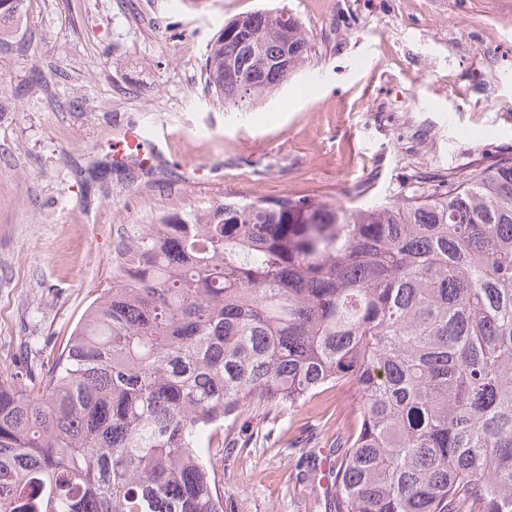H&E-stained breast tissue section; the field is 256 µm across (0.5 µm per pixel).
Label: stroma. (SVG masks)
Segmentation results:
<instances>
[{"mask_svg": "<svg viewBox=\"0 0 512 512\" xmlns=\"http://www.w3.org/2000/svg\"><path fill=\"white\" fill-rule=\"evenodd\" d=\"M282 7L309 60L227 110L201 80L207 43ZM15 27L0 51V368L51 367L124 229L228 194L381 204L512 157V0H25ZM130 123L167 126V162L97 174ZM348 402L335 387L289 414L243 410L212 458L235 512H329Z\"/></svg>", "mask_w": 512, "mask_h": 512, "instance_id": "stroma-1", "label": "stroma"}]
</instances>
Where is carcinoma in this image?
Returning <instances> with one entry per match:
<instances>
[{
	"instance_id": "carcinoma-1",
	"label": "carcinoma",
	"mask_w": 512,
	"mask_h": 512,
	"mask_svg": "<svg viewBox=\"0 0 512 512\" xmlns=\"http://www.w3.org/2000/svg\"><path fill=\"white\" fill-rule=\"evenodd\" d=\"M310 52L252 11L205 84L247 112ZM346 385L334 512H512V158L381 205L226 197L124 232L51 369H0V512H230L204 460L224 425Z\"/></svg>"
}]
</instances>
